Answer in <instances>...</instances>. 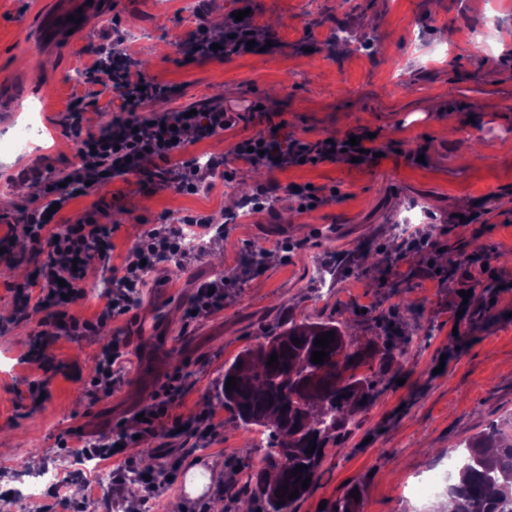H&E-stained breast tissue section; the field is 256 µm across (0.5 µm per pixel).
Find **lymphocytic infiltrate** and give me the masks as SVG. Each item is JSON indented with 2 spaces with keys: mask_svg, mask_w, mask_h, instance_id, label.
Masks as SVG:
<instances>
[{
  "mask_svg": "<svg viewBox=\"0 0 512 512\" xmlns=\"http://www.w3.org/2000/svg\"><path fill=\"white\" fill-rule=\"evenodd\" d=\"M224 38H217L207 25H199L187 42L188 53L200 60L247 52L250 40L256 39L253 27L234 18L224 21ZM94 72L106 75L118 103L109 123L99 128L72 125L75 161L65 171V180L47 181L41 197L22 219L21 233L35 253L45 254L38 276L18 284L23 294H35L34 308L42 312L40 321L51 338L83 335L106 327L132 309L131 297L141 288L145 269L143 260L157 253L176 254L181 250L183 227L179 224H152L139 244L126 257L122 267L113 269L108 283L107 304L96 322H81L69 317L70 303L84 295V281L89 266L109 264L112 229L103 222L102 210L85 212L74 223L56 225L52 206L67 207L87 191L89 170L120 177L143 172L146 164L162 162L164 182L173 184L183 194H193L203 180L198 166L183 159L189 139H204L224 132L233 125V116L215 106L186 114L185 110H165L143 115L145 104L166 99L171 89L145 74L133 70L121 52L112 45L101 46L93 65ZM232 152L238 159L269 169L291 164H307L313 159L334 161L361 155L374 158L377 149L370 139L361 138L358 145L343 139L320 142L317 148L297 144L281 150L271 136H259L237 142ZM126 345L113 341L100 353L98 370L90 382L93 396L112 394L125 375ZM180 375H173L157 395L154 405L144 411L141 430L160 440L172 438L180 421H169L168 410L182 394Z\"/></svg>",
  "mask_w": 512,
  "mask_h": 512,
  "instance_id": "1",
  "label": "lymphocytic infiltrate"
}]
</instances>
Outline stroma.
Masks as SVG:
<instances>
[{
	"label": "stroma",
	"instance_id": "1",
	"mask_svg": "<svg viewBox=\"0 0 512 512\" xmlns=\"http://www.w3.org/2000/svg\"><path fill=\"white\" fill-rule=\"evenodd\" d=\"M241 0H0V141L32 121V145L0 152V437L19 436L0 456V498L19 476L57 471L67 497L14 498V512H133L128 482L93 496V474L72 463L96 434L126 424L174 374L187 379L170 418L208 408L224 438L183 454L171 483L139 499L134 512H162L180 500L189 512H258L236 495L259 466L251 435L212 394L231 362L266 331L288 321H333L355 347L383 348L384 323L410 338L385 365L373 403L356 417L342 448H330L296 512H320L352 489L360 512H431L437 498L409 489L447 471L449 450L489 427L512 433V0H253V25L271 47L198 62L184 42L199 25L221 33ZM83 12L72 32L48 33V18ZM498 24L490 48L465 46V28ZM138 68L172 88L163 106L230 104L242 113L217 138L188 144L206 162L226 154L224 178L195 194L162 185L154 166L142 175L91 187L61 214L73 221L100 205L112 225V266H121L145 225L165 215L214 216L224 234L182 260L180 274L151 275L136 308L116 320L131 359L123 386L91 399L87 387L103 347L101 334L64 336L44 362L26 357L40 332L38 314H19L15 284L30 279L40 256L6 239L41 184L26 170L73 160L70 113L81 104L88 125L112 117L111 92L89 68L107 36ZM274 134L280 147L310 145L356 132L374 134L381 155L268 170L231 158L234 144ZM278 184L270 208L242 201ZM326 197L302 206L306 190ZM409 223L408 235L395 227ZM282 249H272V242ZM266 247L257 274L243 253ZM319 259L332 281L318 293L308 266ZM488 258V272L478 261ZM228 279L224 309L185 323L198 280ZM414 314H407V304ZM47 382L40 405L30 383Z\"/></svg>",
	"mask_w": 512,
	"mask_h": 512
}]
</instances>
